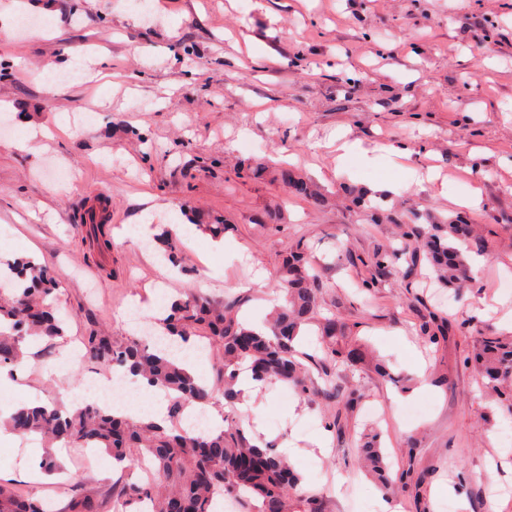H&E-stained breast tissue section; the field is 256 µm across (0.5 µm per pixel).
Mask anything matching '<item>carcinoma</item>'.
<instances>
[{
  "label": "carcinoma",
  "mask_w": 512,
  "mask_h": 512,
  "mask_svg": "<svg viewBox=\"0 0 512 512\" xmlns=\"http://www.w3.org/2000/svg\"><path fill=\"white\" fill-rule=\"evenodd\" d=\"M279 181L288 194L314 203L321 197L294 170H279ZM355 203L368 213L373 223L382 220L379 204L366 193H355ZM398 224L400 248L381 249L366 261L371 276L361 283L365 296L373 295L378 278L394 268L398 257H405V277L416 280L423 266L435 274L442 289L455 290L469 282L470 253L485 250L484 239L472 224L451 218L430 224ZM164 256L181 263V243L174 230L162 228L155 238ZM0 266L13 275L11 287L0 288V368L16 367L30 358L26 340L39 337L54 344L66 337L65 320L59 316L60 299L54 295L59 286L47 267L28 259L0 260ZM278 290L284 304L274 308L265 320L267 334H259L238 317L242 299L216 301L194 293L177 299L170 312L154 319L170 340L187 342L195 337L206 340L221 352L215 383L209 387L190 373L183 362L139 338L117 343L106 330L92 325L81 337L86 356L109 370L118 367L148 386L164 390L170 401L171 426H161L148 416L134 419L115 415L98 406L79 405L71 410L56 407L22 406L7 418L8 428L21 436L37 435L46 447L61 442L69 448H99L114 459L127 461L122 471L149 459L157 479L131 483L125 475L112 482L113 497L123 509L140 512L138 505L148 501L153 512H213L218 493L239 496L246 493L261 503L258 512H322L318 498L297 491L301 477L274 445L252 442L241 423L228 420L217 433L188 431L177 425L183 410L192 404H208L222 397L232 404L240 399L235 389L242 366H247L254 381L266 387L283 384L303 399L323 394L332 396L329 383L336 377L325 362H317L320 376L328 382L315 384L309 368L300 362L295 342L302 326L318 325L324 352L336 355V344L346 336L345 324L336 317L316 318L319 308L318 275L310 256V247L299 242L285 256L276 271ZM440 315L430 311L422 316L418 332L429 343L445 335ZM483 379L484 387L495 393L496 404L512 416V336L493 331L477 339L465 357ZM358 464L387 494L394 492L396 481L386 462L380 433L369 428L360 433ZM69 496L63 509L51 506V500H33L22 490L0 485V512H100L98 502L81 487L59 486Z\"/></svg>",
  "instance_id": "1"
}]
</instances>
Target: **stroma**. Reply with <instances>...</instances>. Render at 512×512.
Returning a JSON list of instances; mask_svg holds the SVG:
<instances>
[{"label":"stroma","mask_w":512,"mask_h":512,"mask_svg":"<svg viewBox=\"0 0 512 512\" xmlns=\"http://www.w3.org/2000/svg\"><path fill=\"white\" fill-rule=\"evenodd\" d=\"M1 16L0 118L19 138L65 116L72 124L37 154L0 137V256L51 268L68 336L97 324L130 338L123 312L138 296L162 311L189 292L237 296L243 314L264 318L282 301L274 271L306 239L319 313L347 327L338 351L368 345L408 387L336 359L338 396L365 394L356 408L343 414L336 400L310 403L277 384L234 407L236 419L289 452L301 492L323 512H442L444 502L512 512V419L481 421L491 398L463 362V336H418L420 313L438 305L435 284L396 270L362 300L361 261L394 227L371 224L343 192L392 187L383 207L405 221L459 214L456 198L480 190L468 216L489 241L484 263L442 307L474 336L512 329V0H149L144 15L131 0H0ZM477 23L492 32L488 46L474 39ZM339 132L366 160L338 162ZM255 158L269 165L264 179L237 177ZM285 164L318 186L321 203L288 196ZM146 211L156 224L180 214L183 265L141 242ZM216 216L232 226L220 253L200 229ZM37 352L24 388L0 390V419L30 400L88 396L97 365L59 371L45 346ZM372 420L393 472L439 466L422 501L408 484L383 494L359 470L358 434ZM7 449L0 482L45 497L26 440ZM61 465V481L116 512L111 476L66 451Z\"/></svg>","instance_id":"obj_1"}]
</instances>
